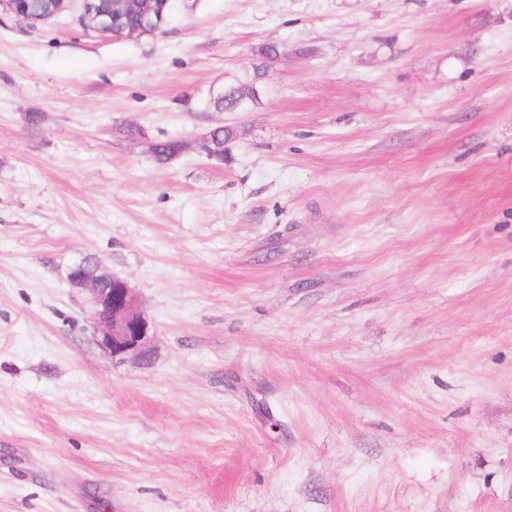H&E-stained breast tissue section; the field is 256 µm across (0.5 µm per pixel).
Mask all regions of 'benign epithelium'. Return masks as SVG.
<instances>
[{"instance_id": "benign-epithelium-1", "label": "benign epithelium", "mask_w": 512, "mask_h": 512, "mask_svg": "<svg viewBox=\"0 0 512 512\" xmlns=\"http://www.w3.org/2000/svg\"><path fill=\"white\" fill-rule=\"evenodd\" d=\"M144 3L147 12L155 13L151 21L132 10L122 17L126 29L132 34L150 32L160 28L164 21L167 0H98L109 11L122 10L132 2ZM40 0H0V4L14 14L33 21L32 7ZM72 285L89 295L92 310L93 339L114 361L133 359L145 365L154 351L150 322L141 305L137 292L124 280L114 278L112 284L119 288H101L85 279L80 265H74L68 275Z\"/></svg>"}]
</instances>
